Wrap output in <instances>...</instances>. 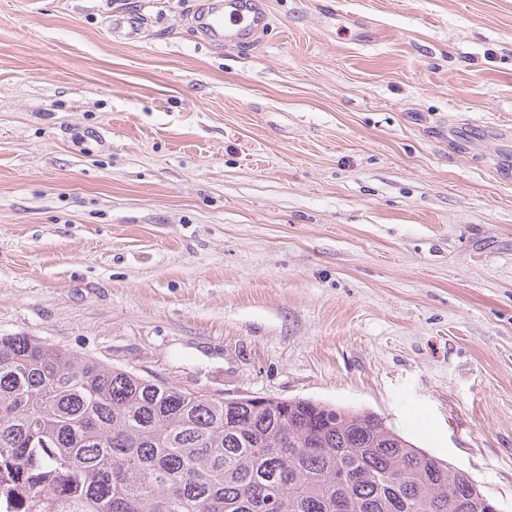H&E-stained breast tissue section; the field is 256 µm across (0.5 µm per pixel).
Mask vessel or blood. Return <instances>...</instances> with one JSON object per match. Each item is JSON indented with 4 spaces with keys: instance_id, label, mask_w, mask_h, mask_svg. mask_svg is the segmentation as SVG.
Segmentation results:
<instances>
[{
    "instance_id": "b4317fda",
    "label": "vessel or blood",
    "mask_w": 512,
    "mask_h": 512,
    "mask_svg": "<svg viewBox=\"0 0 512 512\" xmlns=\"http://www.w3.org/2000/svg\"><path fill=\"white\" fill-rule=\"evenodd\" d=\"M264 19L263 0H206L199 23L207 40L242 44L258 33Z\"/></svg>"
}]
</instances>
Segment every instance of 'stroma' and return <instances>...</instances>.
Listing matches in <instances>:
<instances>
[{"label": "stroma", "instance_id": "1", "mask_svg": "<svg viewBox=\"0 0 512 512\" xmlns=\"http://www.w3.org/2000/svg\"><path fill=\"white\" fill-rule=\"evenodd\" d=\"M200 2L0 0V336L377 413L512 512V0ZM198 22L207 40L242 44L253 38L264 19L262 0H203Z\"/></svg>", "mask_w": 512, "mask_h": 512}]
</instances>
